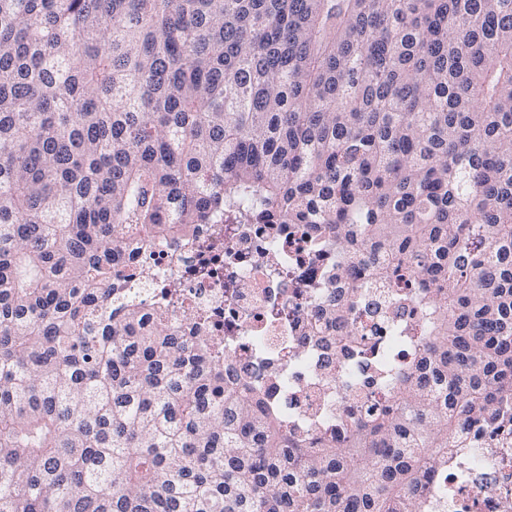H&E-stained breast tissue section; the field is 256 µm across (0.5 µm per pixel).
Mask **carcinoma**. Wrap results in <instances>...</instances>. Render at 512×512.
Listing matches in <instances>:
<instances>
[{"mask_svg": "<svg viewBox=\"0 0 512 512\" xmlns=\"http://www.w3.org/2000/svg\"><path fill=\"white\" fill-rule=\"evenodd\" d=\"M226 217L363 270L300 336L359 372L318 432L112 293ZM510 438L512 0H0V512H427ZM393 316L392 314H382L378 311L373 321L366 320L365 317L362 318V321L364 320L368 328H370L372 324H375V331L373 333H376L379 341L387 348H397L400 345L398 338V336H400L399 330L395 322L391 320Z\"/></svg>", "mask_w": 512, "mask_h": 512, "instance_id": "1", "label": "carcinoma"}]
</instances>
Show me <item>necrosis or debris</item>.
<instances>
[{"instance_id":"1","label":"necrosis or debris","mask_w":512,"mask_h":512,"mask_svg":"<svg viewBox=\"0 0 512 512\" xmlns=\"http://www.w3.org/2000/svg\"><path fill=\"white\" fill-rule=\"evenodd\" d=\"M309 245L308 235L265 233L257 224H203L175 245H152L153 277L140 297L149 307L162 304L160 284L177 282L179 298L166 305L171 327L181 332L196 325L235 365L276 356V395L311 416L322 396L335 392L336 381L321 374L315 352L296 347L295 337L324 292L335 287L336 265L350 258L325 251L312 260ZM421 495L433 512H501L512 500V447L464 449L448 462L445 492L425 489Z\"/></svg>"}]
</instances>
